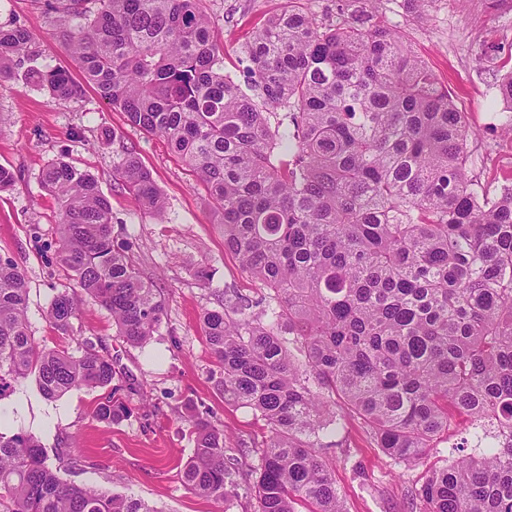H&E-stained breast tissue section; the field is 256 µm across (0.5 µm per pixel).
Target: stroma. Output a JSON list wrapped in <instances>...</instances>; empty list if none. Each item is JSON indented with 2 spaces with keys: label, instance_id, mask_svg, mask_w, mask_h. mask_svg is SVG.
Returning a JSON list of instances; mask_svg holds the SVG:
<instances>
[{
  "label": "stroma",
  "instance_id": "1",
  "mask_svg": "<svg viewBox=\"0 0 512 512\" xmlns=\"http://www.w3.org/2000/svg\"><path fill=\"white\" fill-rule=\"evenodd\" d=\"M284 3L202 0L224 43V71L239 85L248 83L243 44ZM376 12L402 29L408 46L447 84L463 112L473 132L467 174L475 189L512 185V135L504 130L512 112L498 95L503 69L512 66V0H433L423 19L405 17L394 0H377ZM0 25L29 29L40 45L41 65L81 80L78 63L56 35V16L42 0H0ZM484 54L495 56L496 64H478ZM122 145L138 153L163 192L162 217L143 212L116 184L113 162ZM58 159L97 177L112 206L115 236L132 242L143 276L165 297L167 315L159 332L139 346L123 341L111 315L91 300H84L74 323L79 335L103 345L121 372L119 394L129 401V417L111 425L94 419L103 389H76L49 400L29 378L0 400V432L38 438L64 481L141 499L154 512H257L251 476H244L237 497L219 504L187 490L181 469L195 448L184 420L189 410L209 412L232 441L252 448L263 447L270 436L258 414L225 402L215 389V361L200 327L202 312L221 308L225 291L257 299L263 288L225 251L205 186L162 138L131 125L93 87H85L80 99L59 101L12 79L0 82V165L13 171L17 182L0 191V255L14 258L26 275L28 318L41 343H71L45 318L53 296L68 285L57 260L60 216L39 184L42 169ZM200 266L210 272L208 285L193 275ZM469 427L466 417L454 416L447 433L409 464L385 455L364 421L349 412L320 456L346 512H427L418 491L433 470L456 459L453 444ZM71 442L86 457L76 467L57 457Z\"/></svg>",
  "mask_w": 512,
  "mask_h": 512
}]
</instances>
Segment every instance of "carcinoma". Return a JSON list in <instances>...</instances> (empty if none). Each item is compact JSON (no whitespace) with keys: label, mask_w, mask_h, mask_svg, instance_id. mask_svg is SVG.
I'll return each instance as SVG.
<instances>
[{"label":"carcinoma","mask_w":512,"mask_h":512,"mask_svg":"<svg viewBox=\"0 0 512 512\" xmlns=\"http://www.w3.org/2000/svg\"><path fill=\"white\" fill-rule=\"evenodd\" d=\"M320 22L297 0L245 46L249 91L224 74V44L201 0H59V38L84 84L37 65L33 34L0 26V80L23 74L54 99L95 87L128 121L162 137L204 184L224 247L273 295L262 315L235 294L205 310L203 336L224 400L269 425L263 448L233 449L224 427L194 412L186 489L224 503L251 451L259 512H344L318 449L336 400L376 445L407 463L471 418L478 454L421 486L429 512H512V186L475 191L471 132L448 91L401 31L376 20V0ZM432 0H395L405 15ZM286 110L272 126L269 110ZM115 173L144 211L166 201L123 146ZM60 214L58 258L70 286L47 310L74 332L83 293L141 345L166 303L130 244L114 243L112 207L97 178L56 160L40 177ZM24 273L0 256V400L29 377L48 399L108 388L112 359L80 337V352L35 339ZM127 403L107 393L93 416L117 423ZM0 512H154L141 500L62 480L28 434L0 432Z\"/></svg>","instance_id":"carcinoma-1"}]
</instances>
